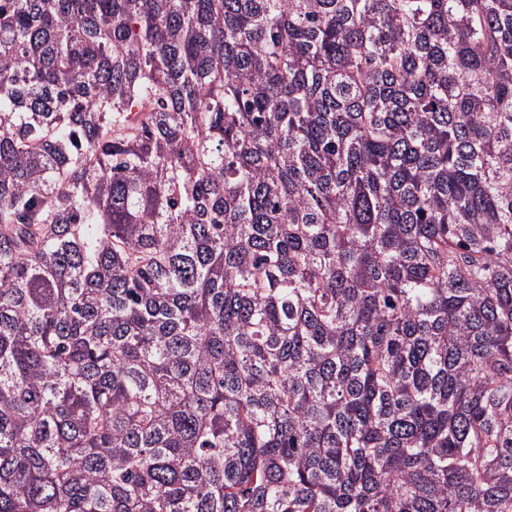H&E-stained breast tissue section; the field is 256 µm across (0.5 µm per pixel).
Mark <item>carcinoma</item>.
<instances>
[{
    "label": "carcinoma",
    "mask_w": 512,
    "mask_h": 512,
    "mask_svg": "<svg viewBox=\"0 0 512 512\" xmlns=\"http://www.w3.org/2000/svg\"><path fill=\"white\" fill-rule=\"evenodd\" d=\"M0 512H512V0H0Z\"/></svg>",
    "instance_id": "carcinoma-1"
}]
</instances>
